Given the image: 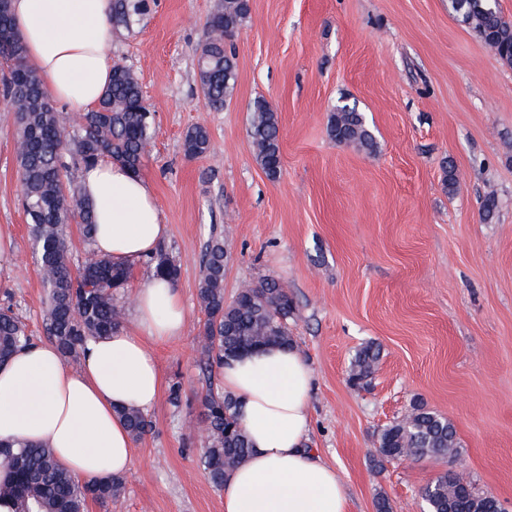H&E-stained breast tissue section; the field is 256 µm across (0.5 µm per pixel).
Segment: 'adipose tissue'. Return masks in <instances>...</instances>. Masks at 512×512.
<instances>
[{
	"label": "adipose tissue",
	"mask_w": 512,
	"mask_h": 512,
	"mask_svg": "<svg viewBox=\"0 0 512 512\" xmlns=\"http://www.w3.org/2000/svg\"><path fill=\"white\" fill-rule=\"evenodd\" d=\"M10 12L25 61L53 99L73 114L94 109L113 73L112 0H10ZM78 185L93 208L95 252L127 265L155 253L167 226L146 179L104 155ZM134 304L133 329L89 340L79 369L36 340L0 364V442L47 445L88 482L131 469L134 441L118 411L154 406L164 381L152 348L182 336L186 320L176 288L159 276ZM221 376L251 443L224 482V512H347L340 476L306 446L313 371L299 351L233 358Z\"/></svg>",
	"instance_id": "obj_1"
}]
</instances>
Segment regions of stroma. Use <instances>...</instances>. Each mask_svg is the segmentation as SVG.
<instances>
[{
	"label": "stroma",
	"mask_w": 512,
	"mask_h": 512,
	"mask_svg": "<svg viewBox=\"0 0 512 512\" xmlns=\"http://www.w3.org/2000/svg\"><path fill=\"white\" fill-rule=\"evenodd\" d=\"M148 3L131 30L113 32L109 50L136 74L153 114L141 175L168 227L160 247L180 268L186 324L153 349L164 388L120 495L86 512H224L199 463L198 290L215 237L227 249L225 300L270 277L295 300L288 330L314 375L308 445L341 476L348 512H377L382 496L391 512H425L422 491L444 464H382L377 453L380 430L414 402L452 422L457 471L512 512V65L450 0H248L235 90L216 111L197 52L220 0ZM259 98L279 118L273 178L248 136ZM343 103L364 113L376 151L330 138ZM195 126L211 148L190 157L183 141ZM16 129L0 104V225L15 241L11 262L0 263V307L42 340L47 293L20 201ZM490 194L498 207L488 220ZM367 342L380 345V363L355 388L350 362Z\"/></svg>",
	"instance_id": "stroma-1"
}]
</instances>
